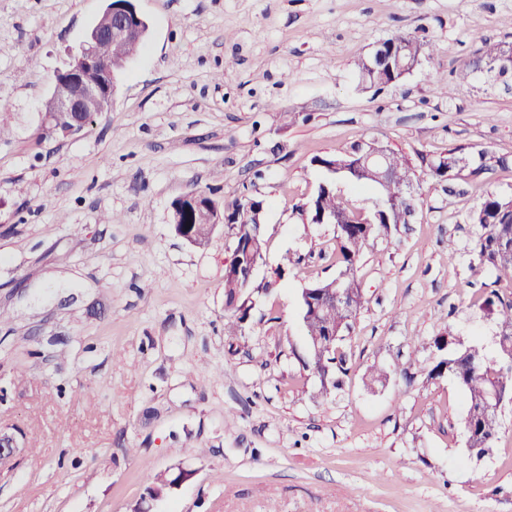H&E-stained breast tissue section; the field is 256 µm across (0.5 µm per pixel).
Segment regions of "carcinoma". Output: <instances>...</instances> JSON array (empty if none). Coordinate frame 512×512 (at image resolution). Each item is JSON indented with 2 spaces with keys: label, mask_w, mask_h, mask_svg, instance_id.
Instances as JSON below:
<instances>
[{
  "label": "carcinoma",
  "mask_w": 512,
  "mask_h": 512,
  "mask_svg": "<svg viewBox=\"0 0 512 512\" xmlns=\"http://www.w3.org/2000/svg\"><path fill=\"white\" fill-rule=\"evenodd\" d=\"M357 68L360 82L367 88L400 80V72L396 67L373 72L366 70V65L361 60L357 63ZM368 146L369 142L364 141L356 144L351 152L343 156L314 157V165L323 170L326 177L319 182L313 196L300 206L301 212L307 215L312 224H327L335 216L346 217L344 223L334 225L337 274L341 275V279L328 278L311 285V288L325 294L337 282L342 288H353L355 292L352 300L357 310L362 306L357 268L366 242L381 232L389 233L393 226L407 223V217L416 205L415 199L408 198L375 209L367 216H361L344 202L336 188L332 167L349 162L355 168L345 173V179L363 186L371 185V171L358 164L357 158ZM390 163L395 168V181L389 189V195L396 198L400 186L413 183L415 171L411 161L395 151L391 154ZM505 165L506 160L486 152L474 154L465 151L463 147H454L448 150V156L439 159L432 166V173L438 178L449 180L467 168L471 176L478 178L497 166ZM261 211L262 203L250 200L245 204L233 205L232 212L224 216L225 224L234 234L230 265L239 267L242 271L240 275L224 271V308L237 313L236 317L225 323L224 330L229 335L237 334L240 323L246 317L243 296L250 286V280L245 275L246 253L263 254L264 236L263 233L256 232V225L261 223ZM471 221L479 226L473 240V252L479 264L495 271L499 280L504 277L512 280V205L505 197L490 191L472 214ZM323 305L322 312L303 314L301 320L310 341L322 337L326 323H333L339 329L340 336L336 337L331 348L315 352L309 357V365L318 373L320 379V394L328 397L338 388L336 373L348 371L339 345L345 339L343 333L351 328V323L345 321L342 308L332 299L325 300ZM485 307L497 316V326L500 329L497 358H488L478 345L465 346L439 334L431 339L439 356L429 370L430 377L447 376L464 392L467 411L462 424L467 438V451L477 458L491 448L499 433L498 416L486 415L484 410L495 395L512 396V294L502 296L492 290L485 299Z\"/></svg>",
  "instance_id": "carcinoma-1"
}]
</instances>
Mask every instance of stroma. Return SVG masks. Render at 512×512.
<instances>
[{"label":"stroma","instance_id":"stroma-1","mask_svg":"<svg viewBox=\"0 0 512 512\" xmlns=\"http://www.w3.org/2000/svg\"><path fill=\"white\" fill-rule=\"evenodd\" d=\"M105 5L0 0V430L20 448L0 512H512V404L471 458L464 393L428 375L441 333L495 354L483 300L512 293L472 254L470 220L486 191L512 195V92L477 72L438 91L483 41L512 42V0H137L150 31L110 110L40 139L54 76ZM397 32L428 43L421 64L363 88L358 60ZM361 140L411 159L417 204L363 249L349 371L326 399L299 313L335 276L336 240L299 207L312 158ZM456 146L509 165L437 179ZM194 190L221 211L263 204L235 336L228 227L196 248L171 224ZM374 364L391 373L372 388ZM182 470L147 501L149 476Z\"/></svg>","mask_w":512,"mask_h":512}]
</instances>
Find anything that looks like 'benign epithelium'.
<instances>
[{
  "label": "benign epithelium",
  "mask_w": 512,
  "mask_h": 512,
  "mask_svg": "<svg viewBox=\"0 0 512 512\" xmlns=\"http://www.w3.org/2000/svg\"><path fill=\"white\" fill-rule=\"evenodd\" d=\"M148 23L136 8L135 0H108V5L97 21L86 31L79 50L72 54L65 67L57 72L50 95L43 105L41 128L52 136L71 137L90 125L103 101H114L117 84L106 58L99 52L106 45L116 54L122 53L129 42H144ZM401 65L407 75L420 63V55L408 48L387 41L378 43L367 57V65ZM512 71V43L501 44L492 65H483L479 72L487 79L502 78L501 72ZM392 149L380 141L371 144L362 161L373 170L377 202L386 199L391 185L389 154ZM217 225V209L211 197L187 193L177 198L172 206V224L178 236L194 247H202L196 235V224ZM17 452L15 440L0 434V467L13 460Z\"/></svg>",
  "instance_id": "1"
}]
</instances>
